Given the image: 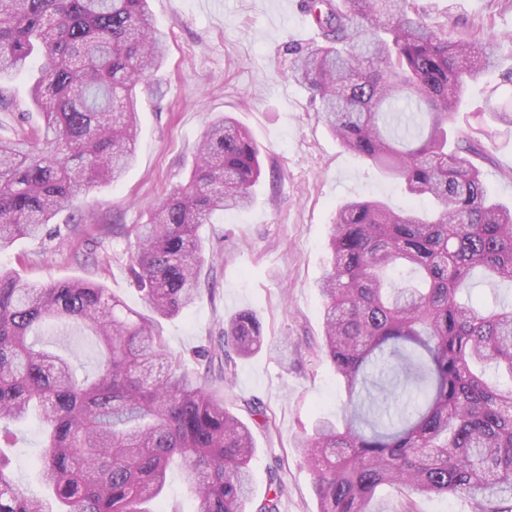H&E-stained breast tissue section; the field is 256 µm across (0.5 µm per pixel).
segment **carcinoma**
<instances>
[{"label": "carcinoma", "mask_w": 512, "mask_h": 512, "mask_svg": "<svg viewBox=\"0 0 512 512\" xmlns=\"http://www.w3.org/2000/svg\"><path fill=\"white\" fill-rule=\"evenodd\" d=\"M306 7L322 41L295 51L290 77L348 151L433 204L353 197L331 225L318 348L343 415L317 421L298 446L319 512H371L384 485L512 512V303L460 299L477 269L512 283V207L476 164L489 132L455 127L469 85L494 73L512 87V67L496 42L426 23L413 0ZM164 53L149 0H0V81L35 68L31 100L44 120L0 140V250L121 177L134 157L137 88ZM489 115L512 127V94ZM260 176L249 132L228 115L212 121L188 182L128 230L152 317L103 284L40 285L0 268V430L39 416L46 490L29 495L0 450V512H178L152 507L174 467L193 512H247L254 439L215 380L230 386L234 355L262 349L261 323L249 311L225 320L223 343L198 351L202 375L167 349L160 320L200 296L199 227L249 207ZM51 321L94 337V375L46 338ZM284 493L271 476L254 512H280Z\"/></svg>", "instance_id": "carcinoma-1"}]
</instances>
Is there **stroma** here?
<instances>
[{
	"label": "stroma",
	"mask_w": 512,
	"mask_h": 512,
	"mask_svg": "<svg viewBox=\"0 0 512 512\" xmlns=\"http://www.w3.org/2000/svg\"><path fill=\"white\" fill-rule=\"evenodd\" d=\"M426 21L483 41L512 32V0H414ZM168 35V54L138 88L135 158L117 182L90 189L63 208L49 235L0 251V267L34 282L101 281L136 309L144 303L130 269L127 229L144 224L166 193L186 182L204 128L230 115L252 134L265 171L252 205L202 225L205 262L199 299L162 323L169 350L199 368L191 353L216 344L230 315L257 313L263 349L236 361L225 400L250 421L248 402L266 407L271 430L253 428L252 496L261 500L271 474L286 486L281 512H318L312 475L296 447L323 417L341 415L343 395L330 363L316 355L322 335L318 284L328 265L330 222L352 196L402 206L399 183L345 150L317 107L290 77L297 48L320 38L286 0H149ZM32 71L8 84L0 137L20 122L42 124L29 97ZM479 165L489 191L512 202V133L492 132ZM14 477L41 494L36 467L43 446L37 419L13 425ZM396 487L379 491L373 512H399ZM414 512H471L467 499L413 496Z\"/></svg>",
	"instance_id": "1"
}]
</instances>
